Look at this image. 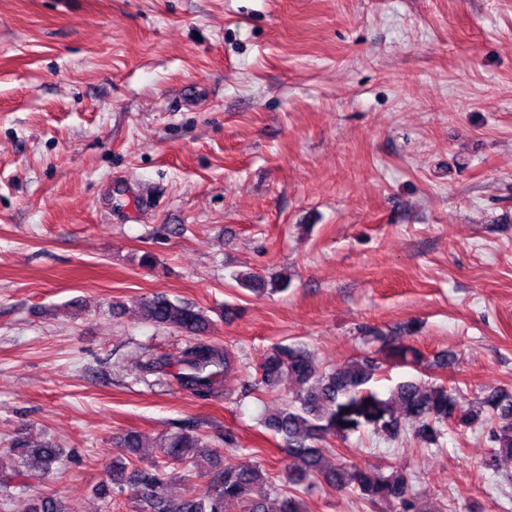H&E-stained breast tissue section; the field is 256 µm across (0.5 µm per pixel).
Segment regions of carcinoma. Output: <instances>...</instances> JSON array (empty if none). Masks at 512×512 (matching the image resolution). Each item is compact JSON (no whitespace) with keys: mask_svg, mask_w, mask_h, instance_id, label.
<instances>
[{"mask_svg":"<svg viewBox=\"0 0 512 512\" xmlns=\"http://www.w3.org/2000/svg\"><path fill=\"white\" fill-rule=\"evenodd\" d=\"M139 306L144 320L189 336H200L209 326L203 311L163 294L143 297ZM231 367V358L223 348L193 342L181 352L171 376L182 389L207 398L216 392ZM375 371L374 362L365 358L323 370L305 348L295 345L276 348L266 358L261 383L272 387L286 375L300 385L291 401L265 418V427L283 442L281 451L288 458L290 484L319 480L337 491L354 490L372 505L385 503L394 506L396 512H422L408 474L394 471L384 476L357 463L330 464L320 448V442L330 435L344 436L366 426L396 438L407 421L421 439L432 441L439 434V425L473 428L483 423V413L487 412L494 420L490 431L493 448L484 467L496 471L502 459L512 458V394L493 392L466 405L442 384L404 382L391 398L382 399L367 388ZM121 445L126 456L112 461L108 479L95 491L108 498L115 488L136 486L140 496L135 512H304L297 494L273 493L272 482L261 467H238L225 461L220 450L190 430L169 434L159 456L147 462L137 456L143 447L138 432L124 434ZM6 453L13 464L7 469L0 462L1 508L44 480L61 462L60 449L54 444L35 445L23 432L13 438ZM200 456L210 461V484L202 491L170 497L167 468L172 464L196 467ZM28 512L72 510L57 495H39L31 499Z\"/></svg>","mask_w":512,"mask_h":512,"instance_id":"obj_1","label":"carcinoma"}]
</instances>
